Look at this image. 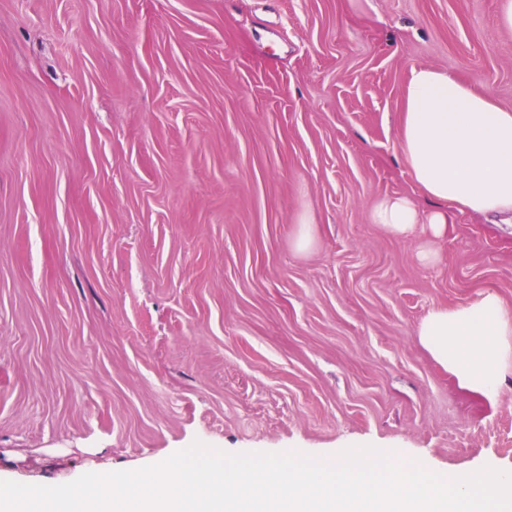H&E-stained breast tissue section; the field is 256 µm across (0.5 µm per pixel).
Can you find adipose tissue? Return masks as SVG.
Wrapping results in <instances>:
<instances>
[{
  "mask_svg": "<svg viewBox=\"0 0 512 512\" xmlns=\"http://www.w3.org/2000/svg\"><path fill=\"white\" fill-rule=\"evenodd\" d=\"M396 146L417 193L380 198L369 219L394 237L418 240L422 263L436 260L449 211L512 218V109L477 84L428 64L412 66ZM423 197L429 207L420 206ZM417 336L471 391L495 396L512 370V310L493 290L463 306L430 310Z\"/></svg>",
  "mask_w": 512,
  "mask_h": 512,
  "instance_id": "obj_1",
  "label": "adipose tissue"
}]
</instances>
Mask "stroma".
<instances>
[{"instance_id": "35a3bbf8", "label": "stroma", "mask_w": 512, "mask_h": 512, "mask_svg": "<svg viewBox=\"0 0 512 512\" xmlns=\"http://www.w3.org/2000/svg\"><path fill=\"white\" fill-rule=\"evenodd\" d=\"M499 0H0V480L60 485L230 453L391 448L512 467V373L420 345L495 290L512 226L372 224L413 183L410 69L512 108ZM316 246L296 253L301 215Z\"/></svg>"}]
</instances>
